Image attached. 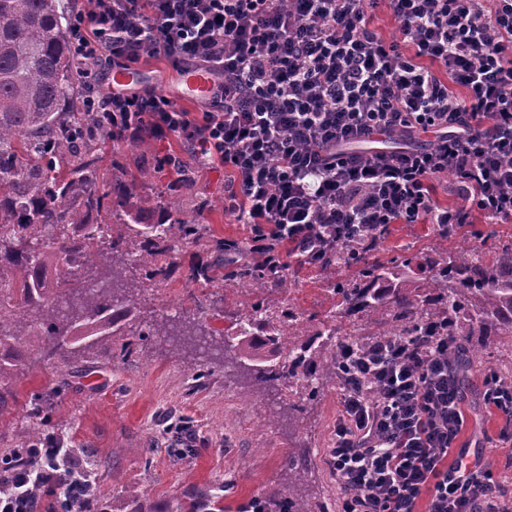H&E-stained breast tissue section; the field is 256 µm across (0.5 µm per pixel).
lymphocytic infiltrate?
<instances>
[{
	"label": "lymphocytic infiltrate",
	"mask_w": 512,
	"mask_h": 512,
	"mask_svg": "<svg viewBox=\"0 0 512 512\" xmlns=\"http://www.w3.org/2000/svg\"><path fill=\"white\" fill-rule=\"evenodd\" d=\"M397 36L372 25L380 6ZM71 36L82 104L129 141L178 140L224 169V211L250 253L323 266L393 224L512 221V0H83ZM160 57L207 72L199 111L108 75ZM400 139L392 151L379 150ZM449 181L458 201L436 198ZM450 336L341 352L328 465L339 512H512L502 482L458 439L465 396ZM0 468V512L32 490L90 512L69 449Z\"/></svg>",
	"instance_id": "lymphocytic-infiltrate-1"
}]
</instances>
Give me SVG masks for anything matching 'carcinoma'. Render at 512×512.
Instances as JSON below:
<instances>
[{
    "instance_id": "1",
    "label": "carcinoma",
    "mask_w": 512,
    "mask_h": 512,
    "mask_svg": "<svg viewBox=\"0 0 512 512\" xmlns=\"http://www.w3.org/2000/svg\"><path fill=\"white\" fill-rule=\"evenodd\" d=\"M69 24L59 0H0V435L10 426L4 391L26 352L60 369L75 353L112 349L141 292L138 281L121 279L130 257L142 279L163 284L174 269L175 240L201 236L195 217L178 205H169L167 224L141 221L152 203L134 201L137 183L171 169L157 163L115 184L100 178L90 140L107 136L94 113L74 111L83 73L72 60ZM118 208L138 225L129 241L105 233V216ZM322 272L338 296L334 314L307 325L290 309L276 324L258 301L224 339L223 351L257 378L306 390L290 404L297 412L316 382L337 375V349L353 341L340 334L344 319L365 322L364 335L381 338L443 328L462 341L465 368L493 338L512 341V241L499 244L490 266L464 241L429 266L416 255L384 262L340 247ZM216 276L214 265L203 264L185 279L208 284ZM224 278L253 288L270 275L239 265ZM284 325L301 326L303 338L283 344ZM55 396L46 388L30 402L49 419ZM43 440L36 427L3 460L17 463ZM281 502L284 512H324L307 496L290 493ZM167 512H224V499L180 501Z\"/></svg>"
}]
</instances>
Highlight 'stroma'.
I'll return each instance as SVG.
<instances>
[{
  "label": "stroma",
  "mask_w": 512,
  "mask_h": 512,
  "mask_svg": "<svg viewBox=\"0 0 512 512\" xmlns=\"http://www.w3.org/2000/svg\"><path fill=\"white\" fill-rule=\"evenodd\" d=\"M167 150L153 142L102 148V167L112 180L151 167ZM188 180L172 192V202L195 210L204 243L179 242L173 251L177 268L163 285L147 284V301L126 326L127 333H145L140 357L119 362L110 351L73 357L55 372L31 355L14 375L17 401L7 413L11 428L0 440V452L24 439L43 418L29 411L27 394L57 386L52 432L64 447L76 449L97 479L103 508L124 505L123 489L139 488L143 505H173L201 491L223 492L225 512H238L251 497L291 490L323 502L337 512L339 490L326 464L333 445L338 412L337 383L321 380L316 399L302 412L288 408L289 389L282 382L259 383L254 375L217 363L205 364L193 346L172 347L164 328L197 324L223 338L247 315L256 293L221 280L207 285L186 281L184 271L202 264H220L224 240L244 242L246 229L225 214L224 170L189 166ZM446 247L428 224H394L380 250L383 258L426 254ZM269 307L294 308L303 317L324 318L336 308V297L319 268L307 266L289 275L286 286L266 290ZM497 348L485 350L467 368L469 422L461 440L480 442L485 469L503 473L506 449L499 442L503 424L485 409L482 394L492 364L511 363ZM205 378H198L200 369ZM191 454L177 458L173 449ZM305 451L308 467L289 468V449Z\"/></svg>",
  "instance_id": "stroma-1"
}]
</instances>
